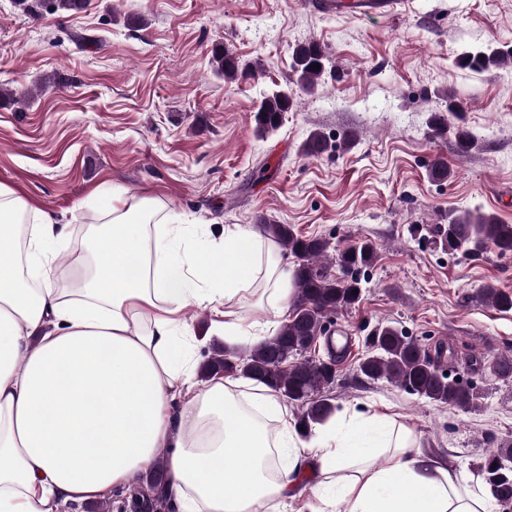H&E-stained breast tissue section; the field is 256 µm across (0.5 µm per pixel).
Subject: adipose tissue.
I'll return each mask as SVG.
<instances>
[{
  "mask_svg": "<svg viewBox=\"0 0 512 512\" xmlns=\"http://www.w3.org/2000/svg\"><path fill=\"white\" fill-rule=\"evenodd\" d=\"M84 241L83 288H55L60 251L80 241L0 184V512L111 499L162 449L178 512H283L307 478L308 512H499L480 483L386 417L339 419L302 439L270 388L197 381L187 307L247 341L271 326L246 322L241 297L279 310L292 300V273L264 229L237 224L217 238L115 186Z\"/></svg>",
  "mask_w": 512,
  "mask_h": 512,
  "instance_id": "obj_1",
  "label": "adipose tissue"
}]
</instances>
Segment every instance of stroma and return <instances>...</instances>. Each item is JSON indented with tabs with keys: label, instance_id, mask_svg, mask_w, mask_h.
Here are the masks:
<instances>
[{
	"label": "stroma",
	"instance_id": "obj_1",
	"mask_svg": "<svg viewBox=\"0 0 512 512\" xmlns=\"http://www.w3.org/2000/svg\"><path fill=\"white\" fill-rule=\"evenodd\" d=\"M307 41L333 62L310 91L291 73L292 49ZM217 44L262 72L224 81L211 65ZM486 45L512 49V0H409L392 17H328L308 0H87L76 14L32 15L0 0V88L35 93L23 107L0 100V183L76 229L118 186L217 233L267 219L342 246L371 241L379 259L361 300L331 323L351 345L334 415L389 417L469 478L486 448L512 439V378L492 371L512 357V310L478 296L512 291V255L451 254L428 229L475 208L512 224V69L456 65ZM283 86L293 109L257 136L260 99ZM451 101L478 138L466 155L429 129ZM315 129L355 142L309 156ZM437 157L450 170L442 182L427 173ZM381 324L471 382L475 408L363 378L358 362Z\"/></svg>",
	"mask_w": 512,
	"mask_h": 512
}]
</instances>
